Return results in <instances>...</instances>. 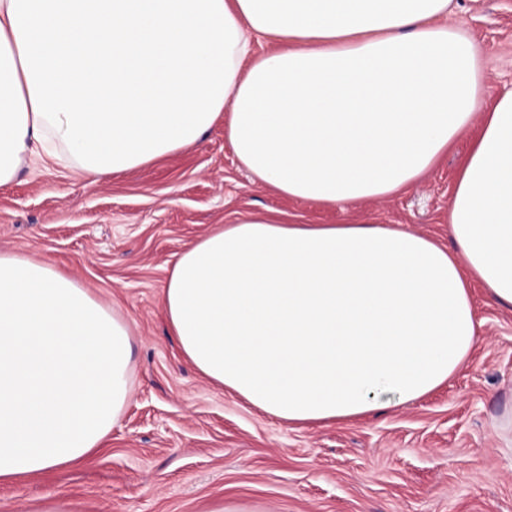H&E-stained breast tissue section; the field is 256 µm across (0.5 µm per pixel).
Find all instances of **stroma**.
<instances>
[{
	"label": "stroma",
	"mask_w": 512,
	"mask_h": 512,
	"mask_svg": "<svg viewBox=\"0 0 512 512\" xmlns=\"http://www.w3.org/2000/svg\"><path fill=\"white\" fill-rule=\"evenodd\" d=\"M479 48L481 108L512 92V0H455ZM478 126L408 188L335 206L255 181L216 122L194 146L120 175L35 159L0 188V251L53 262L132 328V397L83 462L0 483V512H512V311L472 297L467 361L426 396L344 422L289 425L181 356L162 289L216 225L270 210L295 224H379L451 247L449 206Z\"/></svg>",
	"instance_id": "obj_1"
}]
</instances>
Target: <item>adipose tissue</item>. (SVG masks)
I'll return each mask as SVG.
<instances>
[{"mask_svg":"<svg viewBox=\"0 0 512 512\" xmlns=\"http://www.w3.org/2000/svg\"><path fill=\"white\" fill-rule=\"evenodd\" d=\"M451 0H0V188L33 145L119 175L216 121L280 194L401 191L475 116L454 249L399 228L222 225L163 292L185 360L289 424L432 392L478 338L470 295L512 308V92L480 112L476 44ZM132 329L53 264L0 253V481L87 458L131 399Z\"/></svg>","mask_w":512,"mask_h":512,"instance_id":"1","label":"adipose tissue"}]
</instances>
